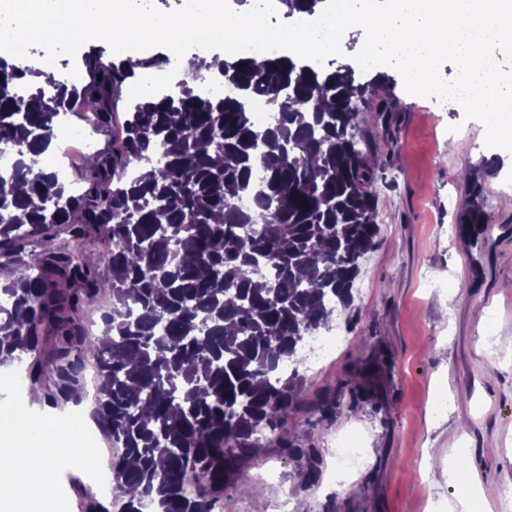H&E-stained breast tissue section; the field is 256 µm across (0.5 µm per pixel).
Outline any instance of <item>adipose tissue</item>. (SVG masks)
I'll use <instances>...</instances> for the list:
<instances>
[{
	"label": "adipose tissue",
	"instance_id": "ef3b65f1",
	"mask_svg": "<svg viewBox=\"0 0 512 512\" xmlns=\"http://www.w3.org/2000/svg\"><path fill=\"white\" fill-rule=\"evenodd\" d=\"M88 416L65 422L32 420L21 408L0 420V512H37L62 463L88 467L93 452L82 442Z\"/></svg>",
	"mask_w": 512,
	"mask_h": 512
}]
</instances>
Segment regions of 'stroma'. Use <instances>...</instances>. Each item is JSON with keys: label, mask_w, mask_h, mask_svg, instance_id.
<instances>
[{"label": "stroma", "mask_w": 512, "mask_h": 512, "mask_svg": "<svg viewBox=\"0 0 512 512\" xmlns=\"http://www.w3.org/2000/svg\"><path fill=\"white\" fill-rule=\"evenodd\" d=\"M137 56L158 64L122 85L111 122L92 130L95 152L115 146L141 81L159 88L187 76L168 48ZM376 73L395 103L392 111L360 115L379 164L380 243L361 266L351 305L335 313L332 325L343 338L335 354L299 365L303 404L280 431L315 450L319 481L309 485L305 460L272 448L249 468L245 490L225 491L220 512H254L259 501L264 512H277L283 497L293 512H448L464 489L449 480L448 467L460 463L480 484L477 512H512V209L501 204L512 183V153L486 146L484 126L465 119L457 103L413 98L392 67L359 70L355 78L363 83ZM84 120L81 112L61 115L47 155L48 169L80 190L85 155L69 148L67 137ZM470 175L481 185L488 224L475 244L457 228ZM381 353L393 364L375 403L353 409L344 398L334 412H313L357 364ZM15 375L19 386L0 390L5 401L27 400L37 416L74 412L71 402L51 406L53 386L31 384L25 365L0 368V380ZM345 437L356 438L366 456L348 478L336 468V443ZM54 495L69 512H85L95 497L107 512L121 510L120 499L100 496L86 471L67 465Z\"/></svg>", "instance_id": "stroma-1"}]
</instances>
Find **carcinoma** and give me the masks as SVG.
I'll return each instance as SVG.
<instances>
[{
    "mask_svg": "<svg viewBox=\"0 0 512 512\" xmlns=\"http://www.w3.org/2000/svg\"><path fill=\"white\" fill-rule=\"evenodd\" d=\"M312 15L323 0H282ZM145 59L107 61L90 46L83 72L56 78L0 58V250L19 254L0 281V366L30 356L32 384H53L52 400L80 401L84 314L101 295L112 336L97 341L93 412L112 447V494L122 512H215L228 488L245 486L261 459V431L275 433L301 403L298 369L308 334L347 308L361 260L378 244L376 165L357 148L358 98L347 66L322 71L288 56L213 58L234 96L214 97L186 80L136 100L112 153L89 163L74 193L54 171H36L26 152L48 150L55 122L80 102L96 123L112 118L123 83ZM36 79L28 92L17 85ZM277 112L260 128L250 103ZM248 194L251 208L238 200ZM305 198L299 204V198ZM471 202L458 224L484 231ZM104 234L110 276L52 230ZM372 366L342 383L350 407L372 401ZM288 454L319 468L311 448Z\"/></svg>",
    "mask_w": 512,
    "mask_h": 512,
    "instance_id": "1",
    "label": "carcinoma"
}]
</instances>
